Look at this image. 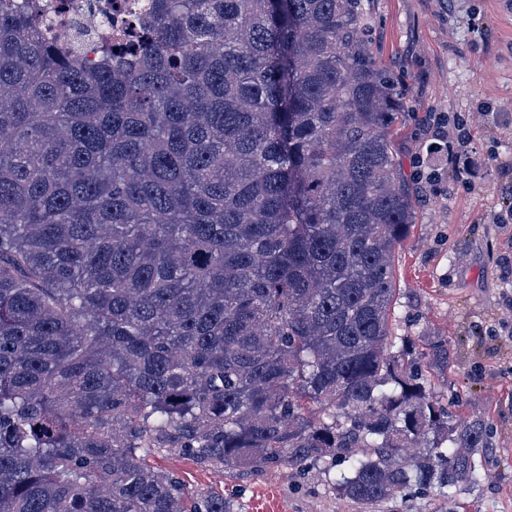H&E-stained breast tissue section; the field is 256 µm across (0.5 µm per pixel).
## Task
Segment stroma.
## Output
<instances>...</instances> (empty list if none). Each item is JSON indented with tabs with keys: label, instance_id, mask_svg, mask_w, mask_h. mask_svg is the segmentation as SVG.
Listing matches in <instances>:
<instances>
[{
	"label": "stroma",
	"instance_id": "obj_1",
	"mask_svg": "<svg viewBox=\"0 0 512 512\" xmlns=\"http://www.w3.org/2000/svg\"><path fill=\"white\" fill-rule=\"evenodd\" d=\"M380 63L403 74L411 115L396 150L416 200L398 248L393 333L445 339L432 375L451 414L494 429L475 477L449 495L376 505L339 498L338 469L211 468L150 455L232 512H512V0H370Z\"/></svg>",
	"mask_w": 512,
	"mask_h": 512
}]
</instances>
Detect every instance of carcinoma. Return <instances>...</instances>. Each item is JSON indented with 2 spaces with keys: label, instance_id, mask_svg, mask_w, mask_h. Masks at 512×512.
Instances as JSON below:
<instances>
[{
  "label": "carcinoma",
  "instance_id": "cac0c4a2",
  "mask_svg": "<svg viewBox=\"0 0 512 512\" xmlns=\"http://www.w3.org/2000/svg\"><path fill=\"white\" fill-rule=\"evenodd\" d=\"M0 0V512H231L147 451L341 467L373 505L493 445L391 343L415 220L365 0H150L125 50Z\"/></svg>",
  "mask_w": 512,
  "mask_h": 512
}]
</instances>
